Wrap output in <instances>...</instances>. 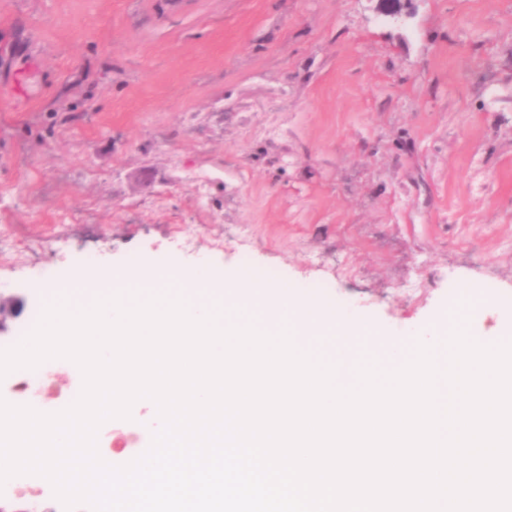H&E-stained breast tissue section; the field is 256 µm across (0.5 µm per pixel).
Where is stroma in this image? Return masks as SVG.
I'll list each match as a JSON object with an SVG mask.
<instances>
[{
	"mask_svg": "<svg viewBox=\"0 0 512 512\" xmlns=\"http://www.w3.org/2000/svg\"><path fill=\"white\" fill-rule=\"evenodd\" d=\"M82 251L298 284L368 324L360 359L443 318L497 343L512 0H0V339Z\"/></svg>",
	"mask_w": 512,
	"mask_h": 512,
	"instance_id": "1",
	"label": "stroma"
}]
</instances>
